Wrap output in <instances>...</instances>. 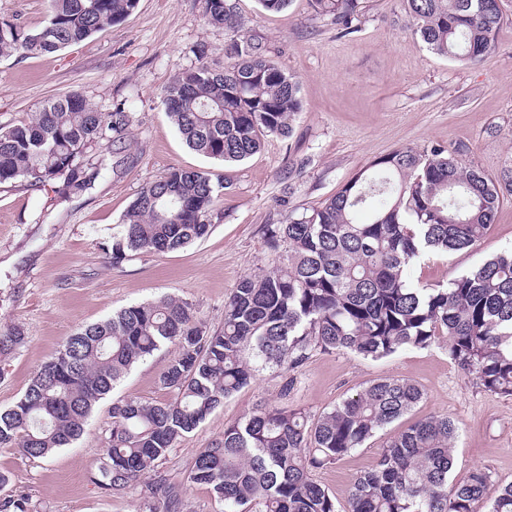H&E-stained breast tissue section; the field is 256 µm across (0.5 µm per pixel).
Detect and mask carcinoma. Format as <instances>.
I'll return each instance as SVG.
<instances>
[{
  "label": "carcinoma",
  "mask_w": 512,
  "mask_h": 512,
  "mask_svg": "<svg viewBox=\"0 0 512 512\" xmlns=\"http://www.w3.org/2000/svg\"><path fill=\"white\" fill-rule=\"evenodd\" d=\"M358 0H311L336 34L362 29ZM409 30L431 52L461 62L494 53L503 0H403ZM138 0H52L48 21L27 30L0 22V57L53 53L131 14ZM208 23L224 28V67L204 61L176 71L163 104L177 133L199 155L225 164L259 152L265 138L291 132L302 100L295 76L268 58L239 19L235 0H203ZM130 113L99 112L80 94L47 100L28 120L0 125V186L61 182L82 192L108 169L93 149L107 143L126 164ZM463 148L402 147L378 159L321 206L267 228L266 244L288 245L286 263L244 276L213 330L175 295L133 304L79 328L0 410V447L40 459L73 444L96 405L136 364L176 347L159 376L169 399L124 397L91 479L103 490L144 482L148 512H181L190 485H206L224 512H339L313 473L409 413L423 399L408 379L384 377L313 418L265 406L224 428L175 481L158 470L175 443L266 367L294 369L316 352L379 360L438 340L484 391L512 396V250L447 285L413 283L408 270L429 253L475 247L512 197V167L492 177L462 163ZM229 182L171 167L145 184L112 239V266L140 253L166 254L206 238L214 203ZM371 210L359 223L356 213ZM19 327L0 333V355L25 343ZM458 434L454 418L425 416L387 439L353 482L347 512H512V484L482 468L448 482ZM0 512H31L25 497Z\"/></svg>",
  "instance_id": "1"
}]
</instances>
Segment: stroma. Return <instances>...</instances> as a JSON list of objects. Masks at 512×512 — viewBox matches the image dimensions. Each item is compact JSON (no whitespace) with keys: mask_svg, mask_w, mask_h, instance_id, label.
I'll return each instance as SVG.
<instances>
[{"mask_svg":"<svg viewBox=\"0 0 512 512\" xmlns=\"http://www.w3.org/2000/svg\"><path fill=\"white\" fill-rule=\"evenodd\" d=\"M496 51L464 64L432 54L408 30L402 0H359L356 36L341 38L313 12L309 0L265 12L257 0H236L269 57L300 85L302 110L287 137H267L260 152L225 166L190 150L162 103L173 74L205 54L224 64V30L208 24L202 0H139L122 23L43 56L0 59V124L36 112L51 97L81 93L101 112L123 105L131 115V163L108 172L68 201L52 185L0 187V331L21 327L27 340L0 357V409L23 394L33 374L80 327L129 305L172 294L193 305L211 328L224 323V305L247 274L276 270L284 251L265 243L269 225L283 223L329 199L378 158L405 146L466 145L464 164L494 175L512 164V0ZM50 0H0V21L43 26ZM223 176L212 232L163 255L143 253L112 266L106 248L140 188L169 167ZM512 249V199L501 205L487 236L474 248L434 254L413 265L422 285H443L486 259ZM175 353L167 346L137 364L115 393L147 402L167 400L159 376ZM382 376L418 383L425 398L403 418L316 471V479L346 512L355 477L371 466L388 435L422 415L459 422L452 450L453 480L473 467L495 482H512V397L484 391L460 371L445 344L408 348L373 361L315 352L299 367L268 368L181 439L159 465L181 479L196 453L229 424L279 403L286 378L296 380L289 405L319 415ZM111 400L94 410L82 437L45 459L0 447L2 495L28 497L35 512H147L141 487L105 491L90 480L112 425Z\"/></svg>","mask_w":512,"mask_h":512,"instance_id":"stroma-1","label":"stroma"}]
</instances>
